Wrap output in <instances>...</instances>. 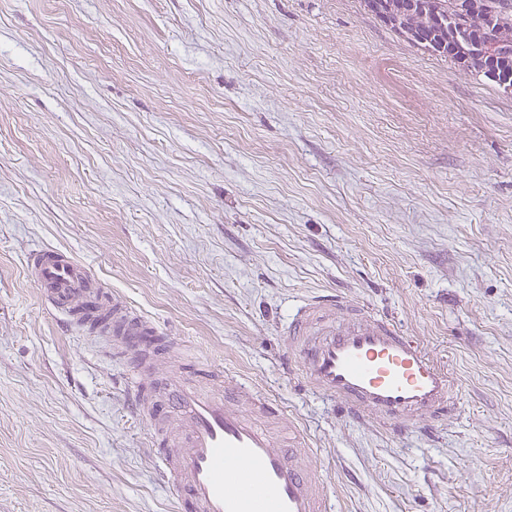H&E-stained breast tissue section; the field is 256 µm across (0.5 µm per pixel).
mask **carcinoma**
I'll use <instances>...</instances> for the list:
<instances>
[{
    "label": "carcinoma",
    "mask_w": 512,
    "mask_h": 512,
    "mask_svg": "<svg viewBox=\"0 0 512 512\" xmlns=\"http://www.w3.org/2000/svg\"><path fill=\"white\" fill-rule=\"evenodd\" d=\"M363 6L405 41L498 90L500 78L512 73V0H363Z\"/></svg>",
    "instance_id": "obj_1"
}]
</instances>
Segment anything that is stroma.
<instances>
[{"label": "stroma", "mask_w": 512, "mask_h": 512, "mask_svg": "<svg viewBox=\"0 0 512 512\" xmlns=\"http://www.w3.org/2000/svg\"><path fill=\"white\" fill-rule=\"evenodd\" d=\"M41 247L279 400L334 512H512V98L360 0H0V512H172ZM311 294L450 358L460 415L400 436L300 389Z\"/></svg>", "instance_id": "35a3bbf8"}]
</instances>
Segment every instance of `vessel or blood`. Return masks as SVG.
<instances>
[{
    "instance_id": "b4317fda",
    "label": "vessel or blood",
    "mask_w": 512,
    "mask_h": 512,
    "mask_svg": "<svg viewBox=\"0 0 512 512\" xmlns=\"http://www.w3.org/2000/svg\"><path fill=\"white\" fill-rule=\"evenodd\" d=\"M27 275L41 299L75 325L93 327L132 361L136 407L176 512H328L330 486L307 435L284 447L270 424L290 429L284 408L239 382L200 368L169 371L161 397L147 375L170 346L158 322L103 293L87 267L64 252L34 251ZM288 359L304 385L365 422L400 431L458 415L462 383L415 338L373 308L349 299L302 301L285 330Z\"/></svg>"
}]
</instances>
